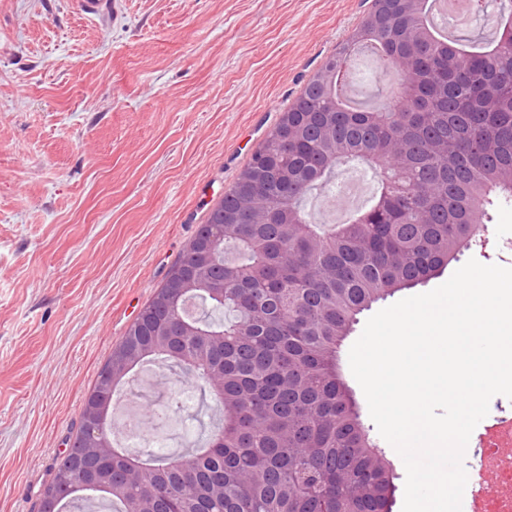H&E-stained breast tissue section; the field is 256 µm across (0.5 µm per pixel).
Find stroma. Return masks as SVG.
I'll return each mask as SVG.
<instances>
[{
    "mask_svg": "<svg viewBox=\"0 0 512 512\" xmlns=\"http://www.w3.org/2000/svg\"><path fill=\"white\" fill-rule=\"evenodd\" d=\"M372 0H0V512H36L113 347ZM462 260L512 268V200ZM125 448L203 440L198 383L141 366Z\"/></svg>",
    "mask_w": 512,
    "mask_h": 512,
    "instance_id": "35a3bbf8",
    "label": "stroma"
}]
</instances>
